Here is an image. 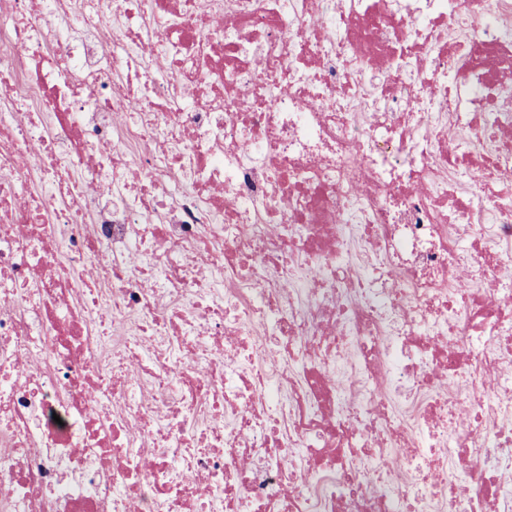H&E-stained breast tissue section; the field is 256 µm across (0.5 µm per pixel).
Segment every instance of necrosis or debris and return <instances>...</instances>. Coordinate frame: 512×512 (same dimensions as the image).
Listing matches in <instances>:
<instances>
[{
	"label": "necrosis or debris",
	"mask_w": 512,
	"mask_h": 512,
	"mask_svg": "<svg viewBox=\"0 0 512 512\" xmlns=\"http://www.w3.org/2000/svg\"><path fill=\"white\" fill-rule=\"evenodd\" d=\"M171 498L512 512V0H0V512Z\"/></svg>",
	"instance_id": "obj_1"
}]
</instances>
